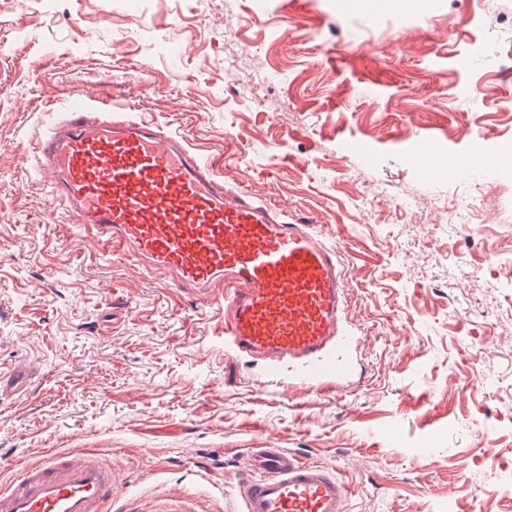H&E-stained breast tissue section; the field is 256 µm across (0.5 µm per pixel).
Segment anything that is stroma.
I'll return each instance as SVG.
<instances>
[{
	"mask_svg": "<svg viewBox=\"0 0 512 512\" xmlns=\"http://www.w3.org/2000/svg\"><path fill=\"white\" fill-rule=\"evenodd\" d=\"M49 79H38L40 70ZM185 133L229 185L311 218L347 282L349 383L267 372L224 318L47 210L31 139L73 91ZM512 0H0V482L103 454L119 500L237 512L249 448L334 466L349 512H512ZM484 163L496 171L512 173V150L510 152H498L493 154H475L463 161L464 164ZM30 375L29 367L23 363L15 365L6 372L0 371V400L17 394L22 380L29 378Z\"/></svg>",
	"mask_w": 512,
	"mask_h": 512,
	"instance_id": "stroma-1",
	"label": "stroma"
}]
</instances>
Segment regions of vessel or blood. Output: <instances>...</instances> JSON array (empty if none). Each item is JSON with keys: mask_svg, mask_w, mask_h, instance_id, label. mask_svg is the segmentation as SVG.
Listing matches in <instances>:
<instances>
[{"mask_svg": "<svg viewBox=\"0 0 512 512\" xmlns=\"http://www.w3.org/2000/svg\"><path fill=\"white\" fill-rule=\"evenodd\" d=\"M48 207H63L104 255L158 275L164 288L224 311V343L305 381L351 380L337 350L347 284L335 247L309 218L283 213L224 183L220 168L178 131L74 91L36 137ZM30 369L0 371V400ZM122 475L88 452L47 453L0 487V512H125ZM241 512H348L350 488L335 467L283 448H251L234 486Z\"/></svg>", "mask_w": 512, "mask_h": 512, "instance_id": "vessel-or-blood-1", "label": "vessel or blood"}]
</instances>
